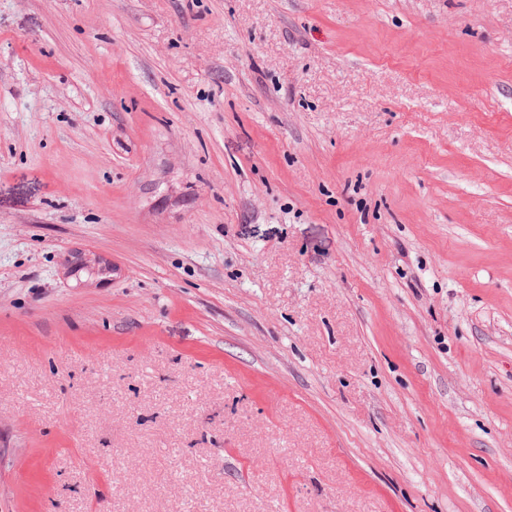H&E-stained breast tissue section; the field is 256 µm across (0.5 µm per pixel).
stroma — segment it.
<instances>
[{"label": "stroma", "instance_id": "1", "mask_svg": "<svg viewBox=\"0 0 512 512\" xmlns=\"http://www.w3.org/2000/svg\"><path fill=\"white\" fill-rule=\"evenodd\" d=\"M0 512H512V0H0Z\"/></svg>", "mask_w": 512, "mask_h": 512}]
</instances>
